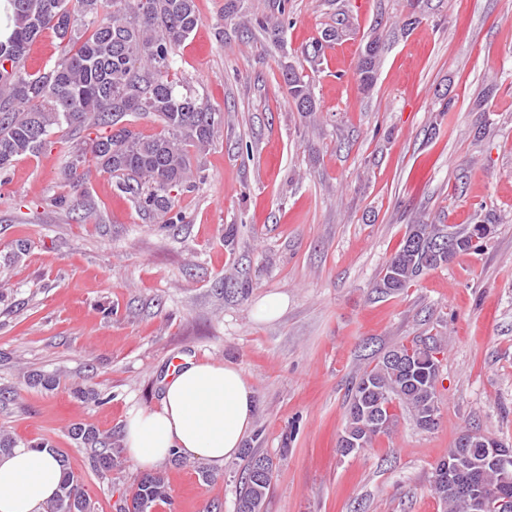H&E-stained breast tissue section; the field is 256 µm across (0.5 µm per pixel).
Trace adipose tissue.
<instances>
[{"label":"adipose tissue","mask_w":512,"mask_h":512,"mask_svg":"<svg viewBox=\"0 0 512 512\" xmlns=\"http://www.w3.org/2000/svg\"><path fill=\"white\" fill-rule=\"evenodd\" d=\"M255 390L241 370L216 361H186L163 382L158 408L131 409L124 425L129 460L148 470L176 450L220 467L249 433ZM62 469L49 449L0 453V512H44L59 491Z\"/></svg>","instance_id":"ef3b65f1"}]
</instances>
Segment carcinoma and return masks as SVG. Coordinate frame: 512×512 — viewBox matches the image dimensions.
Listing matches in <instances>:
<instances>
[{
	"label": "carcinoma",
	"mask_w": 512,
	"mask_h": 512,
	"mask_svg": "<svg viewBox=\"0 0 512 512\" xmlns=\"http://www.w3.org/2000/svg\"><path fill=\"white\" fill-rule=\"evenodd\" d=\"M9 24L0 34V171L19 158L37 154L51 143V137L65 129L102 127L105 132L68 147L64 174L70 189L82 192L89 163L112 177L114 189L130 196L140 209L167 215L180 221L177 193L192 187V155L204 153L224 122L223 113L181 92L170 80L177 48L201 24L195 0H5ZM50 31L72 48L53 65L31 73L26 68L29 46ZM365 47L371 54L360 61L355 78L364 91L377 79L383 40L372 35ZM10 68H5V63ZM288 94L299 112L316 111L310 82L293 65L282 71ZM151 115L161 126L152 135L130 129L124 118ZM470 224L448 232L444 224H413L401 248L387 261L376 289L395 294L412 286L426 271L439 264L409 249L411 239H440L451 236L457 252L477 251L488 237L486 225ZM414 352L419 361L426 357L414 341L387 350L374 367L352 383L348 391L345 436H362L364 447L376 437L387 435L397 421L395 409L408 410L415 424L429 431L428 417L440 411L439 367L422 366L408 377L393 359ZM380 403L391 413L390 426L366 433L363 425L368 410ZM70 438L93 450V467L105 474L122 465L120 450L112 447V436L96 428L75 423ZM466 454L478 465L482 445L461 448L455 439L448 455L434 467L431 491L446 512H479L469 499L448 491V461ZM248 474L261 463L268 476L263 480H242L236 512H264L275 463L272 458L245 449ZM62 480L55 501L47 512H94L91 499L72 498L77 476L59 456ZM132 500L141 512L169 502L168 484L160 472L140 479Z\"/></svg>",
	"instance_id": "carcinoma-1"
}]
</instances>
